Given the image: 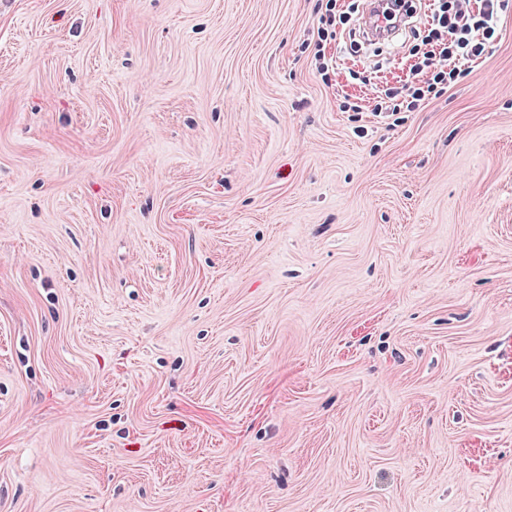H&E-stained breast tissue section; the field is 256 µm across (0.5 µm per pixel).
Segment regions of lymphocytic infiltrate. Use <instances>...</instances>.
<instances>
[{
    "label": "lymphocytic infiltrate",
    "mask_w": 512,
    "mask_h": 512,
    "mask_svg": "<svg viewBox=\"0 0 512 512\" xmlns=\"http://www.w3.org/2000/svg\"><path fill=\"white\" fill-rule=\"evenodd\" d=\"M437 0L423 30L421 61L410 85L375 92L377 112H411L429 96L455 84L477 62L486 43L496 39L505 0Z\"/></svg>",
    "instance_id": "1"
}]
</instances>
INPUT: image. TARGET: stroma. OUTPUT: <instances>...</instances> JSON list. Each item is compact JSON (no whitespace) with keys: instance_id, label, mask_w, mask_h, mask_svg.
<instances>
[{"instance_id":"35a3bbf8","label":"stroma","mask_w":512,"mask_h":512,"mask_svg":"<svg viewBox=\"0 0 512 512\" xmlns=\"http://www.w3.org/2000/svg\"><path fill=\"white\" fill-rule=\"evenodd\" d=\"M326 2L0 0V512H512V4ZM414 2L404 1H369L364 33L371 41H389L416 14L410 5ZM421 38V61L414 81L402 87L375 90L374 112H411L432 94L455 84L477 62L486 43L496 39L504 0H481L477 11L469 0H438Z\"/></svg>"}]
</instances>
